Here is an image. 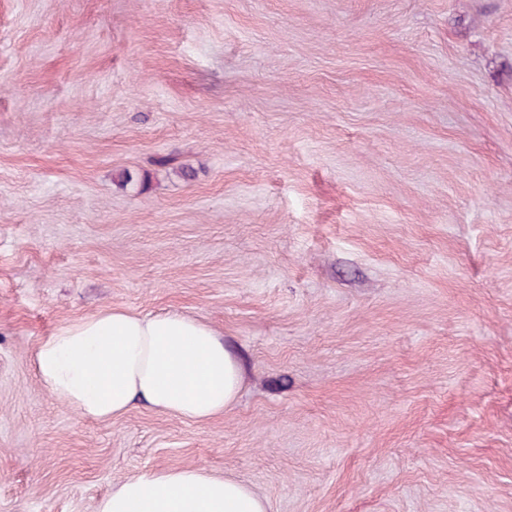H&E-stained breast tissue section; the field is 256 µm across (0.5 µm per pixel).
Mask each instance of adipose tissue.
Returning a JSON list of instances; mask_svg holds the SVG:
<instances>
[{"mask_svg": "<svg viewBox=\"0 0 512 512\" xmlns=\"http://www.w3.org/2000/svg\"><path fill=\"white\" fill-rule=\"evenodd\" d=\"M39 379L87 418L107 420L136 402L182 419L222 415L242 368L206 324L177 312L100 311L58 328L35 352ZM97 512H269L245 484L185 467L116 484Z\"/></svg>", "mask_w": 512, "mask_h": 512, "instance_id": "obj_1", "label": "adipose tissue"}]
</instances>
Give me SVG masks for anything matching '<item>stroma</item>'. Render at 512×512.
<instances>
[{"label": "stroma", "instance_id": "35a3bbf8", "mask_svg": "<svg viewBox=\"0 0 512 512\" xmlns=\"http://www.w3.org/2000/svg\"><path fill=\"white\" fill-rule=\"evenodd\" d=\"M109 308L209 325L235 403H61L36 347ZM182 467L512 512V0H0V512Z\"/></svg>", "mask_w": 512, "mask_h": 512}]
</instances>
